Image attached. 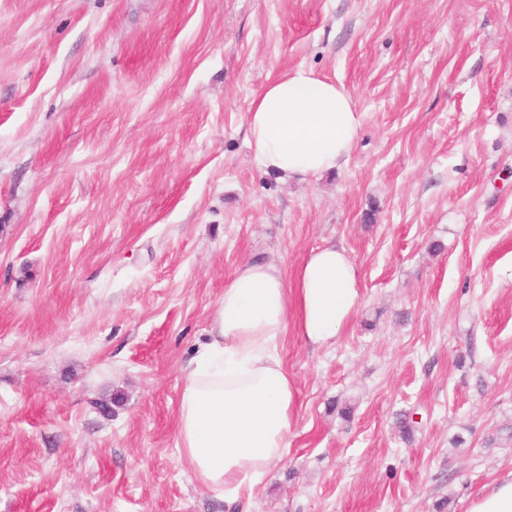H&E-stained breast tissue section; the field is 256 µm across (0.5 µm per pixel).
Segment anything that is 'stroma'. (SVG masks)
<instances>
[{
  "label": "stroma",
  "instance_id": "1",
  "mask_svg": "<svg viewBox=\"0 0 512 512\" xmlns=\"http://www.w3.org/2000/svg\"><path fill=\"white\" fill-rule=\"evenodd\" d=\"M305 66L341 169L262 172ZM345 249L357 309L289 332L288 451L236 504L178 448L183 369L246 261ZM512 472V0H0V512H468ZM248 112L254 163L288 180L339 169L361 129L360 113L345 87L304 66L270 80Z\"/></svg>",
  "mask_w": 512,
  "mask_h": 512
}]
</instances>
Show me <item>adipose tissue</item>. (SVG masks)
<instances>
[{"label": "adipose tissue", "mask_w": 512, "mask_h": 512, "mask_svg": "<svg viewBox=\"0 0 512 512\" xmlns=\"http://www.w3.org/2000/svg\"><path fill=\"white\" fill-rule=\"evenodd\" d=\"M361 117L343 85L297 66L270 80L249 107L247 138L262 170L307 180L339 169ZM360 299L344 249L313 250L286 284L269 263H245L225 284L201 343L183 370L177 411L181 452L193 474L234 502L251 494L282 458L295 414L280 350L289 328L310 344H335Z\"/></svg>", "instance_id": "obj_1"}]
</instances>
